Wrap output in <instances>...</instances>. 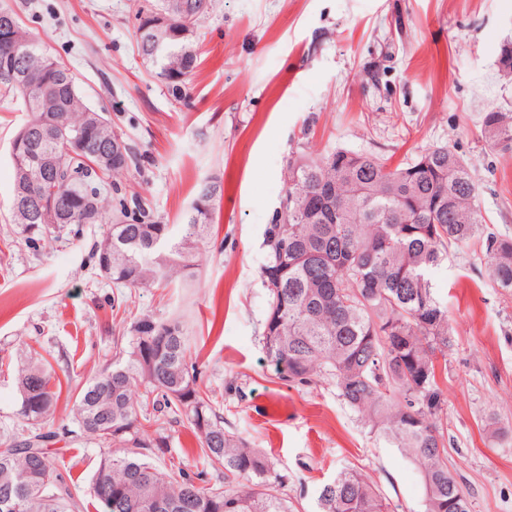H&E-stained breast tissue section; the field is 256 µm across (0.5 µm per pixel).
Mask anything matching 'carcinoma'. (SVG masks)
<instances>
[{"label":"carcinoma","mask_w":512,"mask_h":512,"mask_svg":"<svg viewBox=\"0 0 512 512\" xmlns=\"http://www.w3.org/2000/svg\"><path fill=\"white\" fill-rule=\"evenodd\" d=\"M170 24L150 46L149 17L167 10ZM216 0H144L134 14L142 53L157 77L186 101L182 84L197 62L196 34ZM191 28L184 35V28ZM23 56L9 61L0 46V94L17 98L29 120L10 147L13 201L36 214L33 193L55 200L46 218L13 212L16 224H106L96 245L97 266L112 255L108 279L116 288H146L194 273L207 245L221 184L206 185L193 200L178 233L142 201L128 204L109 191V179L132 160L114 166L99 152L118 136L111 119L90 107L70 68L45 53L21 22L9 30ZM78 132L73 141L59 127ZM482 134L493 148L512 149V112L484 113ZM286 191L265 234L262 266L267 309L261 343L278 379L309 386L336 383L338 396L361 415L377 439L420 469L424 512H471V503L448 469L437 355L450 346L448 309L436 297L432 274L452 249L481 241L490 277L512 290V237L488 230L477 204L470 164L447 146H433L396 167L372 153L342 148L321 157L289 160ZM54 370L29 357L17 368L23 434L0 441V512H77L68 470L50 452L58 399ZM74 423L86 442L110 452L93 478L98 512H292L285 477L257 448L227 431L224 416L190 358L178 319L140 318L117 337L112 365L69 391ZM167 417L194 428L207 469L193 475L179 466L161 470L149 455L164 452L168 437L148 428ZM34 473L39 491L16 486ZM318 512H389L371 477L343 468L318 491Z\"/></svg>","instance_id":"1"}]
</instances>
